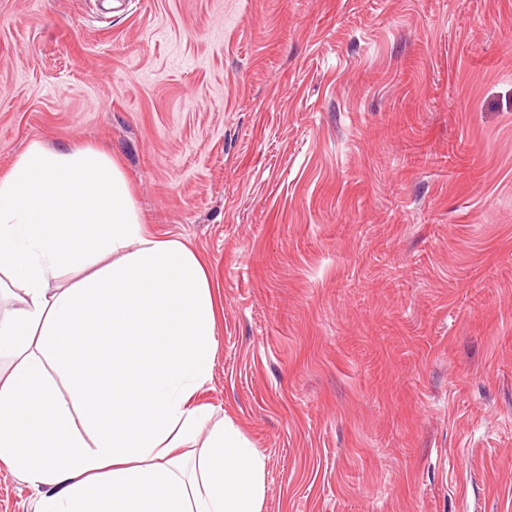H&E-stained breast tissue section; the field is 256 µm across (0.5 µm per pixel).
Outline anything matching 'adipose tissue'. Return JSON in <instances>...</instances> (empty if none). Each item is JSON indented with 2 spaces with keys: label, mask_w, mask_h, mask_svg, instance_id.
Here are the masks:
<instances>
[{
  "label": "adipose tissue",
  "mask_w": 512,
  "mask_h": 512,
  "mask_svg": "<svg viewBox=\"0 0 512 512\" xmlns=\"http://www.w3.org/2000/svg\"><path fill=\"white\" fill-rule=\"evenodd\" d=\"M3 289L0 462L42 489L37 512H264V456L197 398L217 352L209 270L145 230L106 152L34 140L15 157Z\"/></svg>",
  "instance_id": "ef3b65f1"
}]
</instances>
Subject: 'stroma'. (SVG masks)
Listing matches in <instances>:
<instances>
[{
    "mask_svg": "<svg viewBox=\"0 0 512 512\" xmlns=\"http://www.w3.org/2000/svg\"><path fill=\"white\" fill-rule=\"evenodd\" d=\"M34 139L205 260L264 512H512V0H0Z\"/></svg>",
    "mask_w": 512,
    "mask_h": 512,
    "instance_id": "stroma-1",
    "label": "stroma"
}]
</instances>
